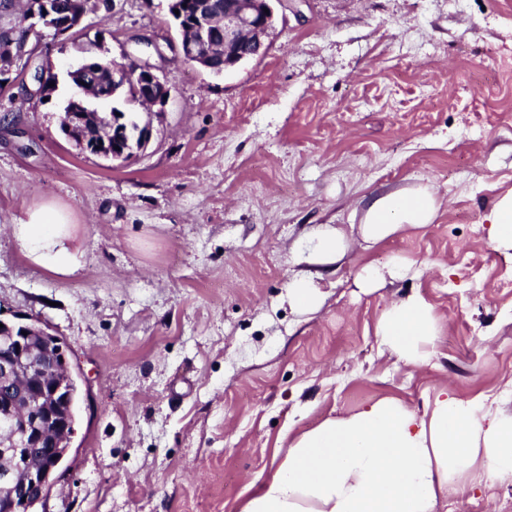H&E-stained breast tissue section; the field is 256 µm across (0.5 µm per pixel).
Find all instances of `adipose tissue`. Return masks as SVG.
Wrapping results in <instances>:
<instances>
[{
	"instance_id": "obj_1",
	"label": "adipose tissue",
	"mask_w": 512,
	"mask_h": 512,
	"mask_svg": "<svg viewBox=\"0 0 512 512\" xmlns=\"http://www.w3.org/2000/svg\"><path fill=\"white\" fill-rule=\"evenodd\" d=\"M440 202L426 185L379 195L361 219L366 247L434 223ZM11 232L22 257L56 275L81 267L78 219L56 200H39ZM437 331L419 294L389 307L379 344L408 364L428 361ZM512 479V414L487 397L440 390L424 416L387 398L353 414L328 417L289 437L275 474L242 512H435L450 486Z\"/></svg>"
}]
</instances>
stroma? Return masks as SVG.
<instances>
[{"label":"stroma","mask_w":512,"mask_h":512,"mask_svg":"<svg viewBox=\"0 0 512 512\" xmlns=\"http://www.w3.org/2000/svg\"><path fill=\"white\" fill-rule=\"evenodd\" d=\"M265 52L223 76L166 58L171 99L122 167L59 129L66 72L139 33L176 39L166 0H118L72 36L43 33L51 100L0 89V318L28 319L81 375L63 476L35 512H241L298 433L384 397L424 414L441 387L512 412V260L488 235L512 190V0H276ZM433 186L434 223L363 247L377 192ZM55 198L79 219L83 265L25 262L10 226ZM347 248L313 259L325 230ZM408 261L364 292L367 264ZM305 279L322 296L292 308ZM439 329L430 361L379 346L413 294ZM436 512H512V480L449 491Z\"/></svg>","instance_id":"obj_1"}]
</instances>
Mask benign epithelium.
<instances>
[{"mask_svg": "<svg viewBox=\"0 0 512 512\" xmlns=\"http://www.w3.org/2000/svg\"><path fill=\"white\" fill-rule=\"evenodd\" d=\"M272 0H233L219 13L212 0H200L191 21L179 27V42L170 45L174 56L204 70L213 68L211 56L217 46L224 47V70L248 61L236 48L249 43L253 56L261 55L275 26ZM41 13L30 16L28 30L36 27L54 29L62 35L68 28L78 27L88 12L76 21H61L51 9V0H40ZM130 41L140 47V55H123V60L93 59L69 70L75 79V93L67 103L68 121L62 132L81 154H92L124 165L141 156L153 139L154 119L163 115L170 98V89L160 75V67L150 60V51L163 56L158 45L149 37L133 34ZM11 65L0 68V79L11 74L13 67L23 63L22 75H30L42 97L40 71L29 67L34 52L20 45L10 50ZM104 87L116 106L108 120L90 108L88 97L93 87ZM131 87L137 103L146 116L143 122L123 123L119 94ZM0 346V512H29L46 495L70 449L74 433L71 424L77 379L70 369L67 354L58 339L42 329L17 324ZM57 355L51 369L44 368L42 355L48 349ZM41 451V468L23 469L21 459L27 449Z\"/></svg>", "mask_w": 512, "mask_h": 512, "instance_id": "benign-epithelium-1", "label": "benign epithelium"}]
</instances>
